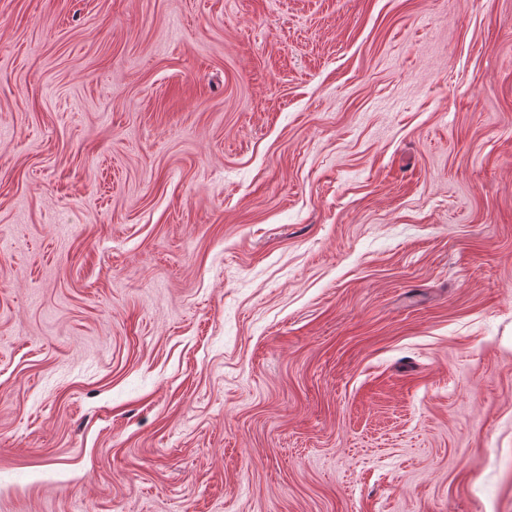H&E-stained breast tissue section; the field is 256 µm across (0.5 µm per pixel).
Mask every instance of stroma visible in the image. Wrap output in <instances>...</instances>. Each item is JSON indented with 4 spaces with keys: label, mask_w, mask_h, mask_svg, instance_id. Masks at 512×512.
Listing matches in <instances>:
<instances>
[{
    "label": "stroma",
    "mask_w": 512,
    "mask_h": 512,
    "mask_svg": "<svg viewBox=\"0 0 512 512\" xmlns=\"http://www.w3.org/2000/svg\"><path fill=\"white\" fill-rule=\"evenodd\" d=\"M0 512H512V0H0Z\"/></svg>",
    "instance_id": "obj_1"
}]
</instances>
